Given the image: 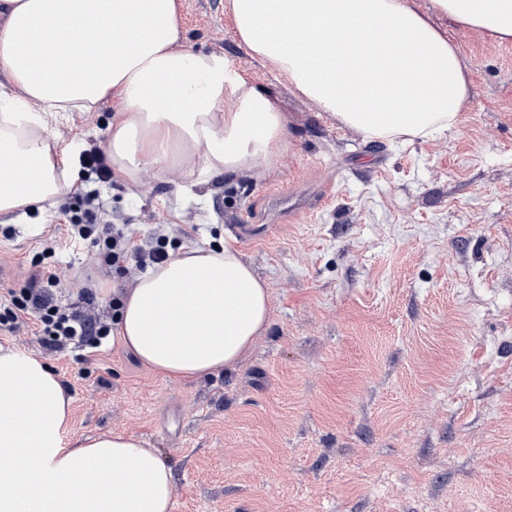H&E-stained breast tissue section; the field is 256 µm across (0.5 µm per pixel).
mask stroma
<instances>
[{"instance_id":"obj_1","label":"stroma","mask_w":512,"mask_h":512,"mask_svg":"<svg viewBox=\"0 0 512 512\" xmlns=\"http://www.w3.org/2000/svg\"><path fill=\"white\" fill-rule=\"evenodd\" d=\"M458 48L468 103L442 136L370 140L296 95L240 42L226 0H181L183 47L239 62L288 122L277 168L180 193V171L98 185L105 222L168 253L235 238L270 289L238 367L176 383L121 345L79 356L34 329L0 346L42 359L73 398L68 438L125 430L171 467L173 512H512V41L408 0ZM113 100L52 124L59 148L105 146ZM324 194L322 204L300 200ZM271 225L236 237L243 218ZM56 202L1 214L5 288L34 258L65 302L114 325L139 271L102 273ZM83 302V301H82Z\"/></svg>"}]
</instances>
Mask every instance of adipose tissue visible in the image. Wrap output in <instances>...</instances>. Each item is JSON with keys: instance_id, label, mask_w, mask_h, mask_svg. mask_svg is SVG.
<instances>
[{"instance_id": "1", "label": "adipose tissue", "mask_w": 512, "mask_h": 512, "mask_svg": "<svg viewBox=\"0 0 512 512\" xmlns=\"http://www.w3.org/2000/svg\"><path fill=\"white\" fill-rule=\"evenodd\" d=\"M464 29L512 40V0H433ZM251 56L300 95L376 140L431 139L459 122L467 76L454 44L408 0H227ZM0 213L66 192L73 164L49 132L115 101L112 172L182 169L190 184L274 170L288 142L277 98L234 61L181 44L179 0H0ZM80 35L76 74L53 48ZM270 293L233 242L188 247L141 275L115 334L173 381L237 367L267 329ZM72 397L39 359L0 348V512H173L166 461L119 431L68 447Z\"/></svg>"}]
</instances>
